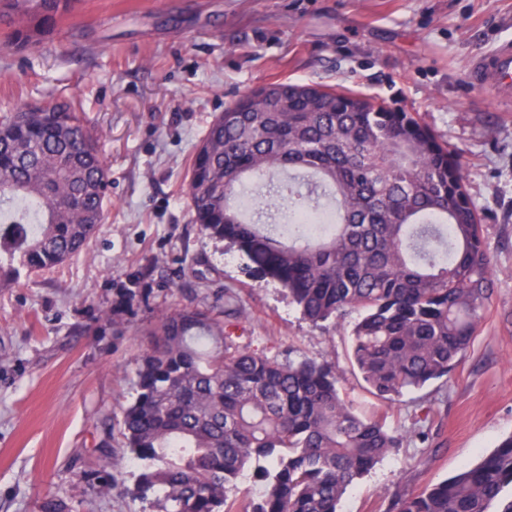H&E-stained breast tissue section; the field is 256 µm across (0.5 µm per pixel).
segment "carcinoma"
<instances>
[{
  "mask_svg": "<svg viewBox=\"0 0 512 512\" xmlns=\"http://www.w3.org/2000/svg\"><path fill=\"white\" fill-rule=\"evenodd\" d=\"M81 0H0V48L32 49ZM217 114L189 166L193 220L288 290L311 324L354 317L350 362L389 402L449 380L484 318L492 257L460 154L412 113L347 89L277 84ZM111 194L81 99L0 113V282L85 250ZM243 312L191 302L149 333L121 435L148 512H338L403 437L358 414L336 364L224 335ZM256 499L229 493L246 475ZM393 512H512V435Z\"/></svg>",
  "mask_w": 512,
  "mask_h": 512,
  "instance_id": "1",
  "label": "carcinoma"
}]
</instances>
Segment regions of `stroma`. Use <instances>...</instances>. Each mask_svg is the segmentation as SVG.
Segmentation results:
<instances>
[{
  "label": "stroma",
  "instance_id": "1",
  "mask_svg": "<svg viewBox=\"0 0 512 512\" xmlns=\"http://www.w3.org/2000/svg\"><path fill=\"white\" fill-rule=\"evenodd\" d=\"M512 41V0H84L37 51H0V109L81 98L101 135L111 200L89 247L0 285V512H143L138 467L113 432V486L92 492L99 422L120 424L161 311L215 300L243 347L336 362L344 397L403 436L340 512H387L394 493L439 483L512 435V85L483 87L475 62ZM343 87L417 113L461 154L493 256L485 320L449 382L390 403L349 359V326L319 328L287 290L194 224L191 157L233 97L265 84ZM430 408L436 452L415 420Z\"/></svg>",
  "mask_w": 512,
  "mask_h": 512
}]
</instances>
